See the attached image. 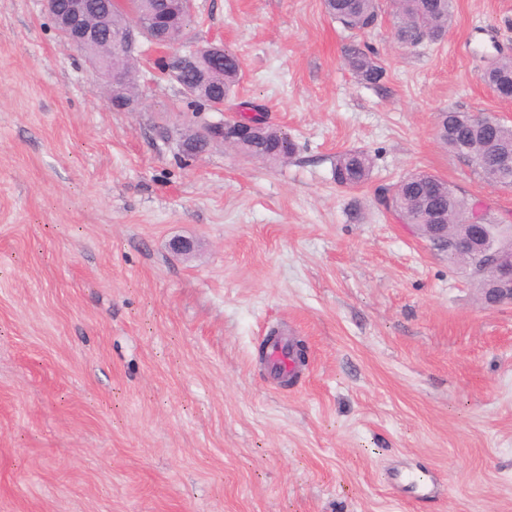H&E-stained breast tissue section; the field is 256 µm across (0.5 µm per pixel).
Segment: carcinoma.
Instances as JSON below:
<instances>
[{
	"label": "carcinoma",
	"mask_w": 512,
	"mask_h": 512,
	"mask_svg": "<svg viewBox=\"0 0 512 512\" xmlns=\"http://www.w3.org/2000/svg\"><path fill=\"white\" fill-rule=\"evenodd\" d=\"M327 13L344 29L359 33L376 24L379 0H325ZM453 0H392L393 39L401 48H411L424 40L438 41L448 33ZM349 66L363 81L377 83L383 69L360 45L352 43L345 50ZM224 83L214 85L211 94L230 98L240 81L241 65L232 52L224 51ZM482 80L499 96H512V57L503 56L482 74ZM437 138L448 151L467 161L492 187L512 186V126L477 123L467 112L448 110L439 113ZM250 157L281 155L288 158L296 145L281 129L269 126L263 135L252 139ZM373 160L362 150H348L336 157L333 177L336 184L356 188L365 184L372 172ZM391 209L402 224H414L421 237L448 251V262L462 265L475 274L482 268L479 251L463 253L454 239L461 230L473 204L457 193L444 179L426 173L404 177L392 190ZM471 239H483L505 247L512 240V224L484 211L480 223L468 230Z\"/></svg>",
	"instance_id": "1"
}]
</instances>
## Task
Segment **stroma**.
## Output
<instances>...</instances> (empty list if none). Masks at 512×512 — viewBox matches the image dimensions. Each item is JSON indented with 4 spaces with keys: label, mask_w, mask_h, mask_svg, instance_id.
<instances>
[{
    "label": "stroma",
    "mask_w": 512,
    "mask_h": 512,
    "mask_svg": "<svg viewBox=\"0 0 512 512\" xmlns=\"http://www.w3.org/2000/svg\"><path fill=\"white\" fill-rule=\"evenodd\" d=\"M380 5L354 36L323 0H195L187 41L241 62L219 114L153 56L114 110L44 0H0V512H512V306L379 201L425 172L512 222V187L436 140L451 108L512 125L480 79L512 56V0H454L412 49ZM240 102L288 162L181 154ZM349 149L373 159L353 189ZM273 331L306 349L286 387ZM349 66L363 81L378 83L383 77V69L366 53L359 44L351 43L345 50ZM373 160L362 150H348L336 157L333 177L336 184L356 188L365 184L372 172Z\"/></svg>",
    "instance_id": "obj_1"
}]
</instances>
